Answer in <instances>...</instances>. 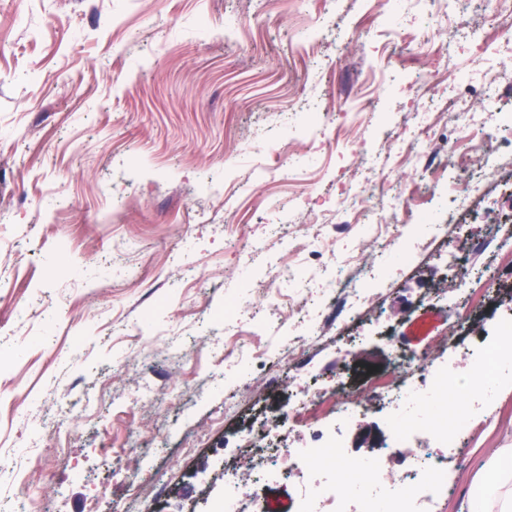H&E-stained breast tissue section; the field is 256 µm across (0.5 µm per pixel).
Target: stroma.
Returning <instances> with one entry per match:
<instances>
[{"instance_id":"35a3bbf8","label":"stroma","mask_w":512,"mask_h":512,"mask_svg":"<svg viewBox=\"0 0 512 512\" xmlns=\"http://www.w3.org/2000/svg\"><path fill=\"white\" fill-rule=\"evenodd\" d=\"M496 10L464 11L450 43L396 42L384 57L372 36L420 28L415 0H0V500L87 512L97 494L101 512H143L127 480L152 468L167 512H211L225 461L252 455L225 436L289 406L299 379L361 390L367 409L346 449L374 455L358 431L389 427L371 387L396 347H434L448 312L432 298L458 276L405 228L399 201L381 215L402 225L400 241L376 254L339 191L385 174L442 212L449 179L466 173L438 179L405 162L407 125L429 129L439 167L461 124L495 154L512 146L482 102L459 118L457 92L431 109L387 94L413 73L482 87L502 65L485 40ZM276 150L287 171H268ZM283 221L319 222L320 251L269 238ZM445 231L455 244L512 236V168L492 172ZM351 259L373 268L365 309L379 325L339 321L276 388L259 377L241 388L211 312L228 298L261 305L254 275L268 264L299 261L313 275ZM478 264L493 285L448 347L453 376L468 368L466 346L512 318V249ZM509 442L511 372L459 439L455 492L436 512H468L484 462ZM116 465L127 480L113 479Z\"/></svg>"}]
</instances>
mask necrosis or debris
I'll return each instance as SVG.
<instances>
[{
  "label": "necrosis or debris",
  "mask_w": 512,
  "mask_h": 512,
  "mask_svg": "<svg viewBox=\"0 0 512 512\" xmlns=\"http://www.w3.org/2000/svg\"><path fill=\"white\" fill-rule=\"evenodd\" d=\"M469 164L472 171L465 183L448 194L449 216L465 210L486 179L481 147H474ZM303 271L300 265H272L256 282L265 304L252 309V321L263 326L275 318L298 329L295 343L275 355L277 363L284 366L300 361L305 347L322 340L328 327L326 317L336 305L344 306L348 318L357 319L361 314L359 302L370 290L367 268L338 270L312 301L321 309L322 318H299L295 315L299 296L283 293L281 285L294 281ZM440 301L452 316L447 336L441 337L436 348L402 355L388 377L375 385L390 427L388 438L375 455L353 459L341 445L342 428L358 414L361 404L346 382L336 380L331 391L324 393L297 384L288 410L266 417L239 437L238 447L255 449L256 454L249 464L225 465L224 501L216 512H277L266 496L265 485L287 475L303 481L297 512H433L436 498L450 490L448 464L472 402L466 396L456 406H449L448 372L440 367V354L449 340L455 339L457 321L467 308L458 295H444ZM510 363L512 331L503 330L500 336L482 342L472 370L474 377L483 380L485 393H492L503 368ZM404 401L426 407V414L407 422L399 413ZM412 434L435 440V447L424 449L400 474L387 471L384 459L389 448ZM344 482L356 486L355 495H336V485Z\"/></svg>",
  "instance_id": "1"
}]
</instances>
